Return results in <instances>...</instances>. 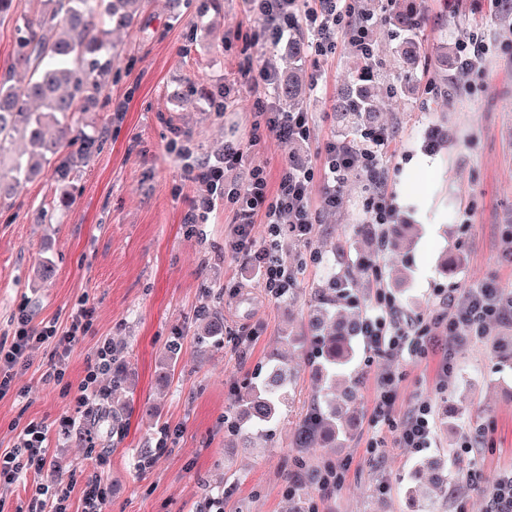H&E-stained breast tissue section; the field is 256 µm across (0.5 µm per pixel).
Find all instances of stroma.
Wrapping results in <instances>:
<instances>
[{
  "mask_svg": "<svg viewBox=\"0 0 512 512\" xmlns=\"http://www.w3.org/2000/svg\"><path fill=\"white\" fill-rule=\"evenodd\" d=\"M145 0L131 28L112 33L121 74L106 83L97 106L79 113L81 138L94 140L88 154L65 148L37 178L21 182L10 207L0 209V342L12 335V315L26 308L33 326H66L72 307L86 301L89 325L66 360L61 383L47 381L51 346L42 347L13 390L0 397V449L19 445L32 421L48 426L55 476L72 488L74 512L86 481L100 477L110 490L106 512H292L288 487L300 479L301 460L326 466L349 462L340 488L316 492L315 512H410V473L419 454L398 447L385 425H373L377 381L400 374L394 405L403 420L418 403L435 415L433 454L449 466L479 471L478 482L452 481L436 496L434 512H485L499 474L512 468V360L496 346H512V322H495L454 350V372L439 364L448 342L432 327L426 355L389 359L358 345L347 376L355 382L357 429L336 448H297L292 434L317 390L309 361L306 321L316 289L333 278L350 280L360 309L402 287L393 303L430 323L442 312L435 291H465L489 278L512 287V243L502 238L512 225V13L492 0H424V24L416 36L426 56L437 44L476 40L488 49L483 73L473 76L449 64L454 87L434 91V69H418L408 93L378 89L377 104L392 135L378 157L379 183L365 172L349 173L340 207L320 211L309 236L289 239L282 258L294 284L287 297L269 295L251 264L231 248L234 209H217L208 222L186 221L201 191L184 181L179 150L217 161L225 144L242 159L226 170L227 182L244 183L263 168L277 180L284 164L321 171L322 147L341 139L333 104L348 80L355 52L338 32L334 57L306 53L301 61L304 109L313 117L311 137L284 143L260 127L252 109L259 91L244 76L248 65L273 58L287 71L286 44L268 49L267 21L245 12L241 0ZM226 92L223 111L208 106L200 87ZM445 138L425 154L426 131ZM428 156L435 168L420 173L426 200L413 202L405 187L407 163ZM391 198L394 220L409 225L408 248L399 254L362 240L354 225L369 223L367 202L375 190ZM459 250L462 263L442 276L438 263ZM372 258L379 270L360 265ZM56 268L42 282L39 262ZM224 303V342L199 346L196 311ZM292 335V344L281 338ZM111 341L127 373V409L118 430L91 429L75 397L88 358ZM177 357L166 382L162 358L171 343ZM295 369L274 441L252 433L249 447L229 436L224 418L239 385L261 381L273 355ZM71 418L70 434L61 422ZM383 439L384 458L370 453L371 438ZM106 453L109 464L96 459ZM154 454L140 468L143 454Z\"/></svg>",
  "mask_w": 512,
  "mask_h": 512,
  "instance_id": "obj_1",
  "label": "stroma"
}]
</instances>
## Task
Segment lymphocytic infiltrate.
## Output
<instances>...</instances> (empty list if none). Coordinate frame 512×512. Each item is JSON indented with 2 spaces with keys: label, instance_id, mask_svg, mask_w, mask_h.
Listing matches in <instances>:
<instances>
[{
  "label": "lymphocytic infiltrate",
  "instance_id": "f902f5d3",
  "mask_svg": "<svg viewBox=\"0 0 512 512\" xmlns=\"http://www.w3.org/2000/svg\"><path fill=\"white\" fill-rule=\"evenodd\" d=\"M247 11L258 12L268 21L265 37L271 46H278L288 34L305 30L315 56L330 57L336 53V33L346 30L349 43L355 51L367 53L370 32L374 25L373 14L358 13L355 0H243ZM254 87L261 93L256 97L255 112L265 119V126L282 141L306 140L311 136L312 117L309 113L282 112L273 105L270 91L278 81V73L271 61H264L248 73ZM388 142L386 133L378 132L368 139L365 148L355 150L347 143L336 140L324 147L322 175L313 170L284 165L276 189H269L268 177L263 169H253L244 186L227 187L224 170L236 164L240 153L229 148L224 153L223 164H214L193 158L181 152L184 180L203 185L204 190L195 201L191 223L207 221L220 201L237 204L238 221L234 225L232 246L236 253L254 257L256 269L266 292L278 297L285 294L292 284L288 268L279 257L286 238L308 235L317 222V211L311 203V186L315 178H322L324 188L320 209H336L341 201V185L345 175L354 167L375 173L378 156ZM261 216L268 226V237L263 244H256L253 236V218ZM396 309L387 302L364 318L365 343L375 353L391 356L416 354L429 344L428 326L421 325L403 332L393 326ZM90 317L85 305L72 309L66 331H59L56 324L46 323L36 327L26 310H19L12 318L13 336L9 343H0V396L12 388L16 368H26L45 345H53L57 355L47 376L61 381L65 376V358L79 338ZM512 320V299L505 297L499 282H483L466 293L450 297L445 329L448 336L460 338L462 329L477 330L489 322ZM115 364L111 342L100 343L89 359L86 374L75 398L77 407L87 408L99 400L101 377L111 374ZM397 378L393 372L381 375L374 407V422L392 425L399 447L420 453L431 448L434 437L435 417L432 406L421 402L402 422H394V404ZM20 447L0 453V485L9 487L31 480L28 512H44L45 504H52L53 512H70V492L55 480L50 471V438L47 426L30 422L23 430Z\"/></svg>",
  "mask_w": 512,
  "mask_h": 512
}]
</instances>
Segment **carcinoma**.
Here are the masks:
<instances>
[{
  "label": "carcinoma",
  "instance_id": "1",
  "mask_svg": "<svg viewBox=\"0 0 512 512\" xmlns=\"http://www.w3.org/2000/svg\"><path fill=\"white\" fill-rule=\"evenodd\" d=\"M143 0H37L38 17L15 16L13 0H0V23L15 25L13 64L0 76V171L8 169L11 179L26 178L49 163L70 143L71 120L97 103L103 85L112 77V29L134 25ZM419 13L406 7L393 14L388 24L396 40L392 55L398 65L400 84L389 86L394 94L409 86L411 70L426 65L420 46L412 37L419 25ZM378 54L358 57L351 78L337 95L336 120L348 127L350 141L366 137L381 129L375 108V73ZM276 98L288 102L291 112L303 108L299 79L288 71V79L276 86ZM27 139L35 151L24 156L11 153L15 138ZM406 224L381 228L383 242L394 253L406 241ZM357 303L345 279L318 289L312 298L313 311L310 343L318 359L313 372L320 389L313 398L310 414L299 420L293 443L297 448L314 445L336 446L339 437L348 433L350 424L343 408L336 404L338 371L354 360L355 343L360 335L361 319L348 320L344 307ZM207 336L201 341L224 335V313L217 306L201 314ZM293 371L287 364L269 366L259 384L246 382L240 387L231 412L228 431L246 439L251 428H267L276 422L284 403ZM416 486L409 499L415 512H431L420 500L448 485V465L427 458L413 474ZM319 483L295 484L293 495L302 507L309 506Z\"/></svg>",
  "mask_w": 512,
  "mask_h": 512
}]
</instances>
